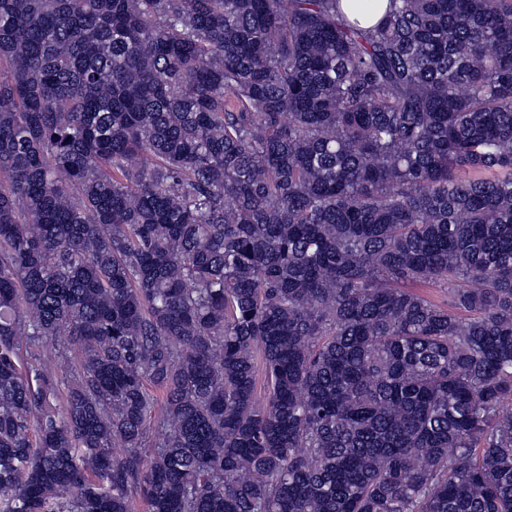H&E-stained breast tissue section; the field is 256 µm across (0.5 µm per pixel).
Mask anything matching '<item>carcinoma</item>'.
<instances>
[{
  "label": "carcinoma",
  "mask_w": 512,
  "mask_h": 512,
  "mask_svg": "<svg viewBox=\"0 0 512 512\" xmlns=\"http://www.w3.org/2000/svg\"><path fill=\"white\" fill-rule=\"evenodd\" d=\"M340 3L0 0V512H512V0Z\"/></svg>",
  "instance_id": "cac0c4a2"
}]
</instances>
